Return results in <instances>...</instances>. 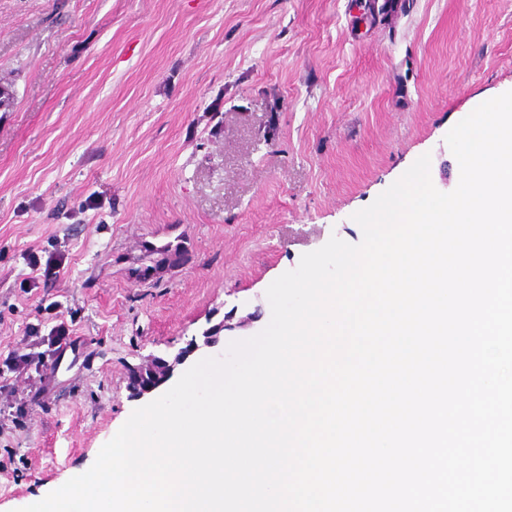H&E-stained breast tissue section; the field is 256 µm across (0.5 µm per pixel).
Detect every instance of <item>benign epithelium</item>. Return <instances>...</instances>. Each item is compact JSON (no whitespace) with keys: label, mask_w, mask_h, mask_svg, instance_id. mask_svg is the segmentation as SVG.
I'll return each instance as SVG.
<instances>
[{"label":"benign epithelium","mask_w":512,"mask_h":512,"mask_svg":"<svg viewBox=\"0 0 512 512\" xmlns=\"http://www.w3.org/2000/svg\"><path fill=\"white\" fill-rule=\"evenodd\" d=\"M251 317L231 324L228 320L204 329L200 338H192L188 346L180 351L174 361L169 362L158 356H149L138 365L132 366L127 371V388L135 397L148 394L163 385L172 376L174 367L181 362L187 353L203 348H213L219 342L220 333L231 331L235 328L245 326Z\"/></svg>","instance_id":"7a95c632"}]
</instances>
